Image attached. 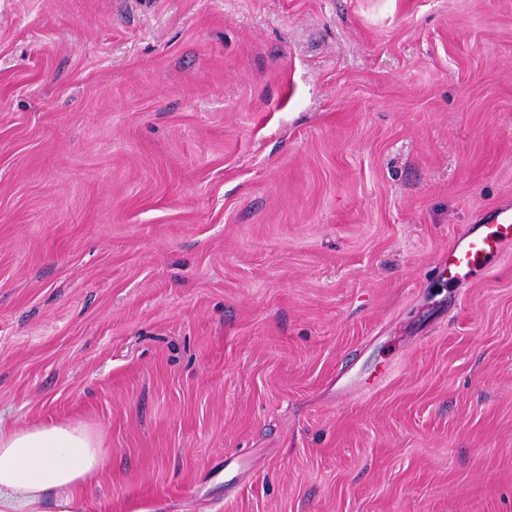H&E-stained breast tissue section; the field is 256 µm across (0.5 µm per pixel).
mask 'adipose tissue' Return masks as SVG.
I'll use <instances>...</instances> for the list:
<instances>
[{
  "label": "adipose tissue",
  "instance_id": "adipose-tissue-1",
  "mask_svg": "<svg viewBox=\"0 0 512 512\" xmlns=\"http://www.w3.org/2000/svg\"><path fill=\"white\" fill-rule=\"evenodd\" d=\"M103 463L99 438L85 427L52 423L0 428V512H81L76 491Z\"/></svg>",
  "mask_w": 512,
  "mask_h": 512
}]
</instances>
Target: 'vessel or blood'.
Instances as JSON below:
<instances>
[{"label": "vessel or blood", "instance_id": "b4317fda", "mask_svg": "<svg viewBox=\"0 0 512 512\" xmlns=\"http://www.w3.org/2000/svg\"><path fill=\"white\" fill-rule=\"evenodd\" d=\"M512 246V209L497 211L479 232L462 235L448 255V276L454 281L471 279L481 264Z\"/></svg>", "mask_w": 512, "mask_h": 512}]
</instances>
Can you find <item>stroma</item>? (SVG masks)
I'll use <instances>...</instances> for the list:
<instances>
[{"label": "stroma", "mask_w": 512, "mask_h": 512, "mask_svg": "<svg viewBox=\"0 0 512 512\" xmlns=\"http://www.w3.org/2000/svg\"><path fill=\"white\" fill-rule=\"evenodd\" d=\"M512 0H0V426L85 512H512ZM512 245V209H501L481 224L478 233L462 235L448 254V276L471 279L481 264ZM99 438L85 427L52 423L0 426V512H82L75 491L103 463Z\"/></svg>", "instance_id": "obj_1"}]
</instances>
